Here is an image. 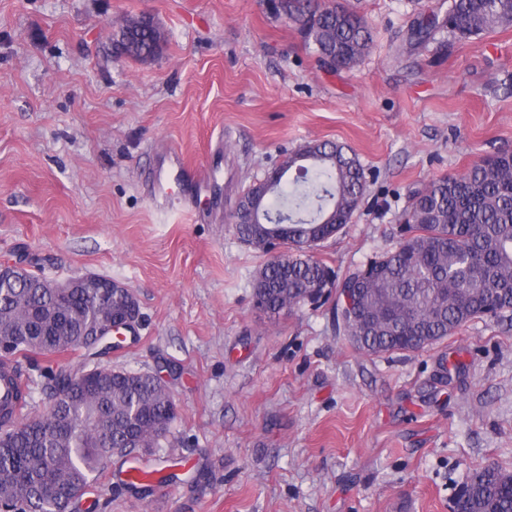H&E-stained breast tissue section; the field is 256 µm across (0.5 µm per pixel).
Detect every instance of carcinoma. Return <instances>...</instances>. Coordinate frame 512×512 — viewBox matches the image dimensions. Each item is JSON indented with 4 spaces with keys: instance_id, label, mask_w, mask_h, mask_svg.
<instances>
[{
    "instance_id": "1",
    "label": "carcinoma",
    "mask_w": 512,
    "mask_h": 512,
    "mask_svg": "<svg viewBox=\"0 0 512 512\" xmlns=\"http://www.w3.org/2000/svg\"><path fill=\"white\" fill-rule=\"evenodd\" d=\"M275 13L298 28L317 60L351 68L371 47L365 15L340 0H274ZM512 27V0H440L420 14L410 43L426 44L444 31L460 39ZM165 34L148 14L128 19L112 40L121 56L156 58ZM303 174L292 179L295 168ZM270 193L256 201L253 224L235 216L239 238L259 236L284 248L254 279L258 306L270 317L306 303L329 275L343 276L306 250L350 222L363 197L364 169L344 147L320 142L289 155L269 173ZM373 267L359 305L366 334L352 340L361 351H417L475 319L512 313V152H499L463 173L443 175L410 192L395 248L368 260ZM100 313L77 290L52 287L34 273L0 282V380L8 361L50 357L87 347L106 353L85 332ZM83 368L46 366L53 391L47 413L28 409L29 384L15 383V400L0 402V502L13 512H70L73 499L120 450L158 448L176 414L173 398L145 372L82 376ZM463 512H512V475L475 470L464 482Z\"/></svg>"
}]
</instances>
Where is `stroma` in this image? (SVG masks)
Returning a JSON list of instances; mask_svg holds the SVG:
<instances>
[{
    "label": "stroma",
    "instance_id": "obj_1",
    "mask_svg": "<svg viewBox=\"0 0 512 512\" xmlns=\"http://www.w3.org/2000/svg\"><path fill=\"white\" fill-rule=\"evenodd\" d=\"M351 2L373 46L333 71L268 0H0V262L135 293L143 322L108 359L170 364L178 404L138 465L204 473L134 494L113 458L85 495L95 512H448L475 469L512 472V320L368 355L333 302L276 319L255 305L268 256L231 216L287 155L330 141L364 168L351 222L316 251L342 275L395 246L411 189L512 151V27L413 48L406 32L437 0ZM141 13L162 52L113 56L120 22ZM170 144L211 162L214 199L153 201ZM445 355L459 374L442 373Z\"/></svg>",
    "mask_w": 512,
    "mask_h": 512
}]
</instances>
